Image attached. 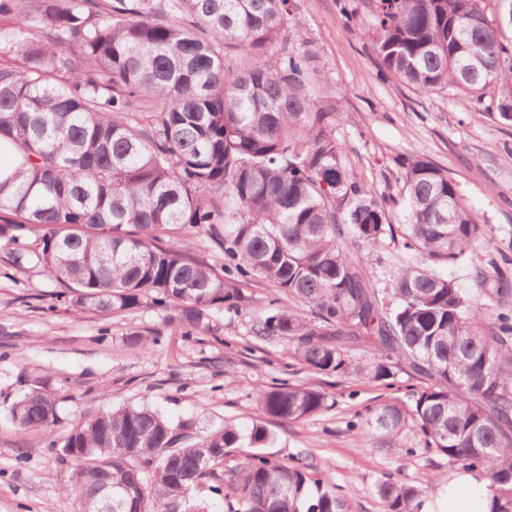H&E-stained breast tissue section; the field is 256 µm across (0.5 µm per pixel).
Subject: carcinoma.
<instances>
[{"mask_svg":"<svg viewBox=\"0 0 512 512\" xmlns=\"http://www.w3.org/2000/svg\"><path fill=\"white\" fill-rule=\"evenodd\" d=\"M485 0H368L381 78L421 93L454 88L477 111L512 124V44ZM294 0H0V138L15 148L0 179V244L14 265L39 266L79 312L112 314L148 300L192 334L222 304L239 308L236 282L257 280L311 308H275L254 324L288 342L316 373L365 372L392 385L404 364L430 383L399 407L365 408L353 437L389 439L408 421L425 449L476 470L491 512H512V310L485 324L480 304L437 266L483 238L448 172L396 158L408 202L403 248L419 257L386 276L361 249L394 238L387 201L351 175L333 129L336 113L308 91L313 56L286 32ZM241 51L234 68L226 50ZM496 98L487 99L489 90ZM46 229L33 249L23 230ZM199 229L224 270L184 254L173 238ZM171 241L159 244L160 235ZM512 295L499 268L476 271ZM372 345L375 361L349 351ZM262 413L301 421L331 407L313 386L278 383ZM44 386L11 406L22 430L56 417ZM190 422L122 406L82 421L62 456L77 467L78 503L124 495L121 512H208L192 496L231 448L257 449L233 478L241 512H346L310 466L273 458L262 424L231 420L193 442ZM381 512H421L423 490L386 474Z\"/></svg>","mask_w":512,"mask_h":512,"instance_id":"1","label":"carcinoma"}]
</instances>
